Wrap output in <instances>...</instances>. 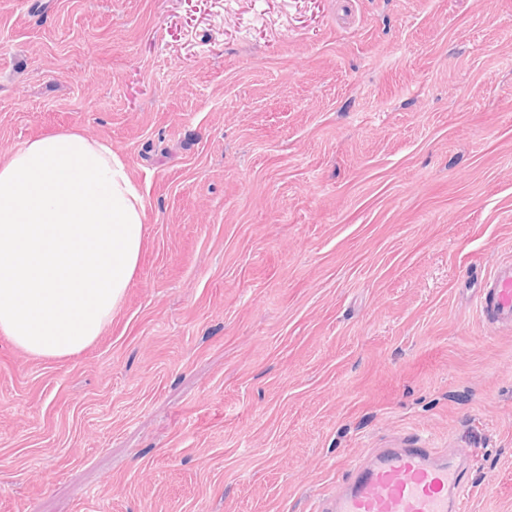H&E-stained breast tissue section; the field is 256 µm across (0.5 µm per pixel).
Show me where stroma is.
<instances>
[{"label": "stroma", "instance_id": "obj_1", "mask_svg": "<svg viewBox=\"0 0 512 512\" xmlns=\"http://www.w3.org/2000/svg\"><path fill=\"white\" fill-rule=\"evenodd\" d=\"M60 131L141 255L79 354L0 333V512H323L395 445L512 512V0H0V162ZM483 322L495 331H512V261L498 265L476 299Z\"/></svg>", "mask_w": 512, "mask_h": 512}]
</instances>
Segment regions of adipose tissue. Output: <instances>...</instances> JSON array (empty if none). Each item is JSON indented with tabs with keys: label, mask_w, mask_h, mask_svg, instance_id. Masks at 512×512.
I'll return each mask as SVG.
<instances>
[{
	"label": "adipose tissue",
	"mask_w": 512,
	"mask_h": 512,
	"mask_svg": "<svg viewBox=\"0 0 512 512\" xmlns=\"http://www.w3.org/2000/svg\"><path fill=\"white\" fill-rule=\"evenodd\" d=\"M144 208L126 162L77 132L0 163V333L39 357L93 343L138 266Z\"/></svg>",
	"instance_id": "obj_1"
}]
</instances>
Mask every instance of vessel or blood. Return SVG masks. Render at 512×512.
Listing matches in <instances>:
<instances>
[{
	"label": "vessel or blood",
	"mask_w": 512,
	"mask_h": 512,
	"mask_svg": "<svg viewBox=\"0 0 512 512\" xmlns=\"http://www.w3.org/2000/svg\"><path fill=\"white\" fill-rule=\"evenodd\" d=\"M483 322L512 331V261L498 265L476 299ZM464 476L435 448H381L328 500V512H462Z\"/></svg>",
	"instance_id": "b4317fda"
}]
</instances>
